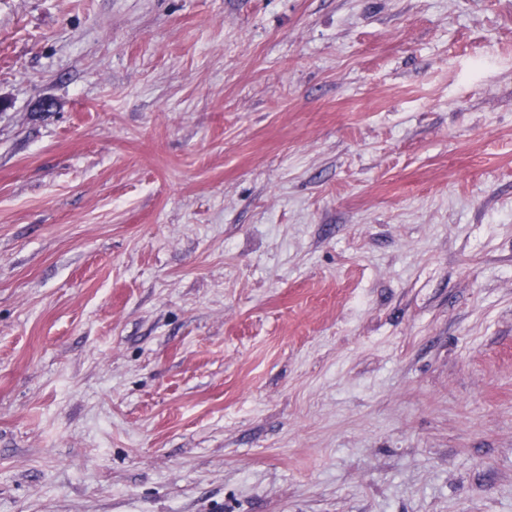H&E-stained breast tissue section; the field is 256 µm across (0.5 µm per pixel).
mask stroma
<instances>
[{"mask_svg":"<svg viewBox=\"0 0 512 512\" xmlns=\"http://www.w3.org/2000/svg\"><path fill=\"white\" fill-rule=\"evenodd\" d=\"M0 512H512V0H0Z\"/></svg>","mask_w":512,"mask_h":512,"instance_id":"1","label":"stroma"}]
</instances>
